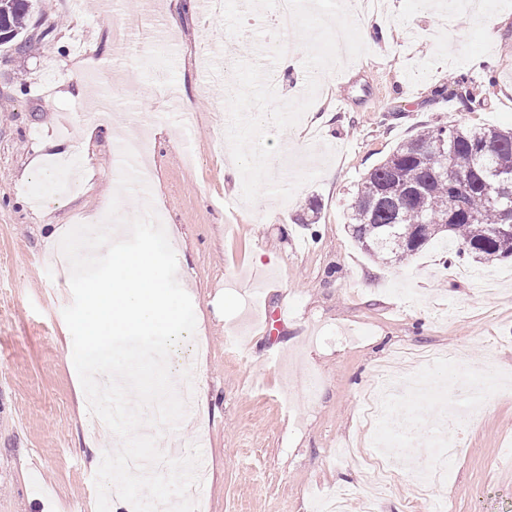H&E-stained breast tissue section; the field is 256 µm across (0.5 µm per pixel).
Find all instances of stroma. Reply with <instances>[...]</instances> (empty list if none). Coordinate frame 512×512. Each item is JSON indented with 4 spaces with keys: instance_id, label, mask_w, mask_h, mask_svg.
<instances>
[{
    "instance_id": "35a3bbf8",
    "label": "stroma",
    "mask_w": 512,
    "mask_h": 512,
    "mask_svg": "<svg viewBox=\"0 0 512 512\" xmlns=\"http://www.w3.org/2000/svg\"><path fill=\"white\" fill-rule=\"evenodd\" d=\"M378 11L392 37L324 81L326 120L308 112L276 135L284 151L307 138L305 168L335 177L302 186L289 201L264 196L251 206L224 169L232 66L222 49L248 44L244 58L253 60L271 39L262 19L233 38L192 7L175 25L174 56L159 47L119 56L110 27L134 33L143 23L137 10L104 20L72 12L67 0H34L31 48L0 45V512H95L91 452L115 442L109 430L86 425L62 315L73 301L70 268L46 264L66 231L103 220L120 174L101 128L81 191L50 166L90 126L87 98L70 81L87 64L71 51L79 27L99 47L97 87L113 93L112 125L138 118L166 129L152 140L147 186L196 315L194 337L169 364L177 384L207 395L206 414L188 412L176 432L204 454L206 512H313L314 498L339 490L349 512H362L371 488L377 512H512V259L483 264L495 282L484 291L455 276L441 245L385 264L347 228L362 178L397 142L438 125L512 128V0H404L399 14L382 0ZM160 73L196 103L186 133L169 120ZM459 81L474 103L445 95ZM346 91L353 101L338 109ZM51 193L59 207L34 204ZM266 305L285 313L270 336L260 328ZM405 347L457 351L472 376L492 371L505 380L480 423L459 433L462 454L443 459L417 440L415 452L444 470L436 483L414 478L402 453L385 479L339 453L389 434L365 412L379 368L391 369L399 387L396 425L420 427L454 410L453 363L427 367L435 386L419 389L394 357Z\"/></svg>"
}]
</instances>
